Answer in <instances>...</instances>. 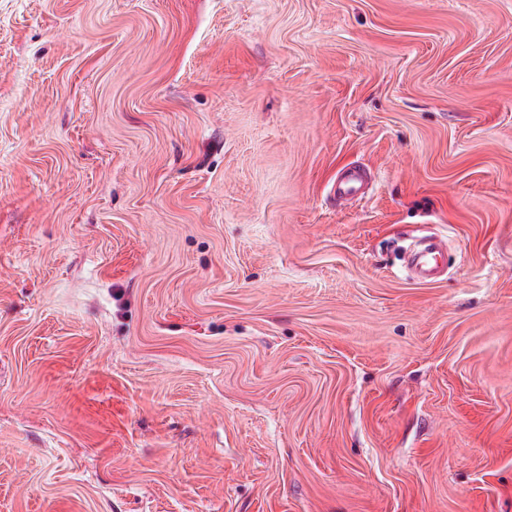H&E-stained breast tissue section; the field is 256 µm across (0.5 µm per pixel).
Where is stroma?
Returning <instances> with one entry per match:
<instances>
[{
    "mask_svg": "<svg viewBox=\"0 0 512 512\" xmlns=\"http://www.w3.org/2000/svg\"><path fill=\"white\" fill-rule=\"evenodd\" d=\"M0 512H512V0H0ZM368 190L369 184L363 171L359 167H354L344 180L336 184L334 190L336 204L340 205L349 200L361 199L367 194ZM408 267L413 275L423 283L431 282L444 271L442 252L438 243H430L415 250L409 257Z\"/></svg>",
    "mask_w": 512,
    "mask_h": 512,
    "instance_id": "obj_1",
    "label": "stroma"
}]
</instances>
